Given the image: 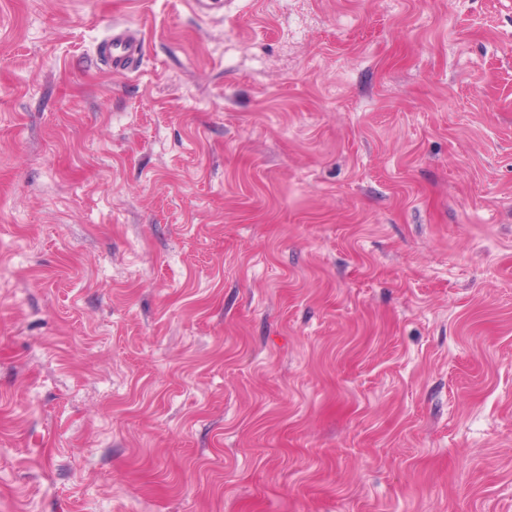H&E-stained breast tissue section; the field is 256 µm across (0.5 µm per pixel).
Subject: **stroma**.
Returning a JSON list of instances; mask_svg holds the SVG:
<instances>
[{
    "label": "stroma",
    "instance_id": "obj_1",
    "mask_svg": "<svg viewBox=\"0 0 512 512\" xmlns=\"http://www.w3.org/2000/svg\"><path fill=\"white\" fill-rule=\"evenodd\" d=\"M0 512H512V0H0ZM106 63L116 74L133 69L143 56V46L138 34L128 26H113L112 34L103 46Z\"/></svg>",
    "mask_w": 512,
    "mask_h": 512
}]
</instances>
